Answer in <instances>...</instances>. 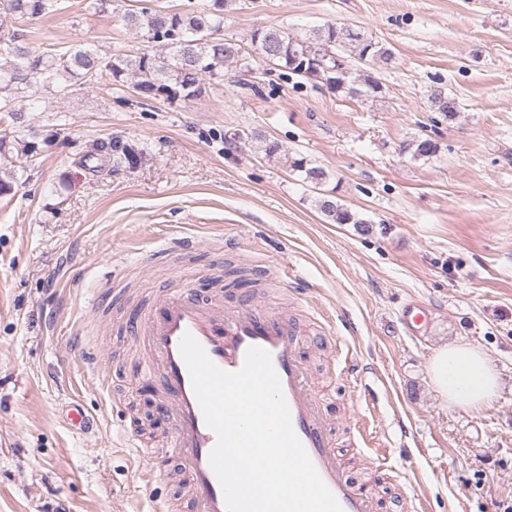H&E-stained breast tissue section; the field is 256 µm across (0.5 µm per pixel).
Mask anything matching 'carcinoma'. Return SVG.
Masks as SVG:
<instances>
[{
	"mask_svg": "<svg viewBox=\"0 0 512 512\" xmlns=\"http://www.w3.org/2000/svg\"><path fill=\"white\" fill-rule=\"evenodd\" d=\"M58 0H0V11L21 18H36L57 11ZM122 21L130 28L147 30V45L131 54L108 59L81 47L64 54L39 50L21 41L16 34L0 32V112L17 121L25 108L22 99L42 82L55 88L58 95L82 80L93 82L101 74L112 84L130 83L138 98H162L169 103L186 100L201 92V82L224 81V67L236 64L242 73L254 71V65L273 66L287 76L323 82L350 98H375L382 86L374 77L363 74L350 79V68L343 56L351 52L361 62L391 60L389 50L361 31L336 22L314 28L300 38L286 26H258L242 41L224 38V0H212L202 10L169 13L128 9ZM430 108L451 121L460 112L457 98L442 89L431 91ZM405 149L414 157H430L437 144L417 137ZM291 167L305 173V179L318 184L325 179L320 167L307 166L304 159L291 161ZM320 212L337 224H365L337 200H317Z\"/></svg>",
	"mask_w": 512,
	"mask_h": 512,
	"instance_id": "obj_1",
	"label": "carcinoma"
}]
</instances>
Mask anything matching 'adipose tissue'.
Returning <instances> with one entry per match:
<instances>
[{
  "label": "adipose tissue",
  "mask_w": 512,
  "mask_h": 512,
  "mask_svg": "<svg viewBox=\"0 0 512 512\" xmlns=\"http://www.w3.org/2000/svg\"><path fill=\"white\" fill-rule=\"evenodd\" d=\"M436 392L449 405L478 411L499 390V376L485 353L465 343L436 350L428 368Z\"/></svg>",
  "instance_id": "adipose-tissue-1"
}]
</instances>
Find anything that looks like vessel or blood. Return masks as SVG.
Wrapping results in <instances>:
<instances>
[{
  "instance_id": "vessel-or-blood-1",
  "label": "vessel or blood",
  "mask_w": 512,
  "mask_h": 512,
  "mask_svg": "<svg viewBox=\"0 0 512 512\" xmlns=\"http://www.w3.org/2000/svg\"><path fill=\"white\" fill-rule=\"evenodd\" d=\"M133 331L140 337L150 377L158 380L166 396L161 409L174 419L170 439L179 454L192 512H227V507L209 463L217 437L205 422L179 351V342L187 333L203 346L214 364L229 372L243 366L250 347L267 350L294 431L343 512H378L373 488L352 481L334 450L299 349L302 330L295 317L266 306L239 307L218 291L201 296L183 287L159 296Z\"/></svg>"
}]
</instances>
